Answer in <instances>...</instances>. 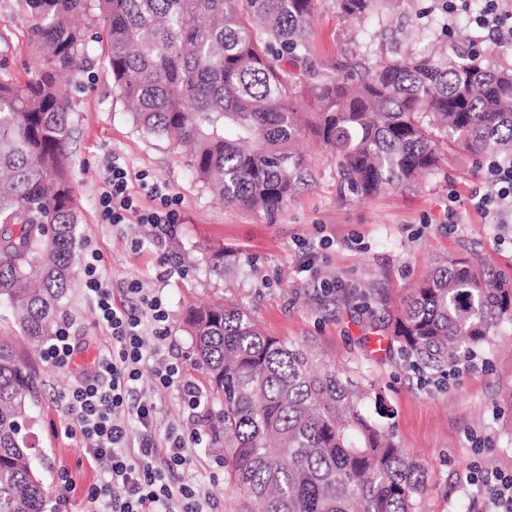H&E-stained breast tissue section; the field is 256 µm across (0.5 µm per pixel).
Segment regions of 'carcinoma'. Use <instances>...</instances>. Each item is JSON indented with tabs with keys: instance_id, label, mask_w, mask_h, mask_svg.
I'll list each match as a JSON object with an SVG mask.
<instances>
[{
	"instance_id": "obj_1",
	"label": "carcinoma",
	"mask_w": 512,
	"mask_h": 512,
	"mask_svg": "<svg viewBox=\"0 0 512 512\" xmlns=\"http://www.w3.org/2000/svg\"><path fill=\"white\" fill-rule=\"evenodd\" d=\"M381 0H336L347 16ZM318 0H23L38 70L0 77V309L23 343L0 336V512H53L27 432L40 376L32 355L54 335L76 275L80 216L60 88L105 63L145 134L191 156L224 205L272 216L311 176L306 131L359 198L439 168L441 148L512 159V69L455 58L368 53L343 65L310 53ZM195 365L220 409L224 474L240 512H417L425 469L380 419L382 397L308 350L266 335L231 303L189 311ZM512 328V280L453 259L411 289L391 339L442 371L458 351Z\"/></svg>"
}]
</instances>
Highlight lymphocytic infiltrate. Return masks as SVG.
Wrapping results in <instances>:
<instances>
[{
    "label": "lymphocytic infiltrate",
    "mask_w": 512,
    "mask_h": 512,
    "mask_svg": "<svg viewBox=\"0 0 512 512\" xmlns=\"http://www.w3.org/2000/svg\"><path fill=\"white\" fill-rule=\"evenodd\" d=\"M449 18L470 13V23L488 30L498 40H512V0H483L478 14H471L470 0H444ZM148 188L158 200L144 211L129 187V173L113 162L106 187L99 198L102 223L119 225L129 216L151 227L156 235L174 236L181 222L180 200L156 183ZM471 201L481 213L512 222V160L490 159L483 187L472 190ZM99 255H91L84 267V283L94 304L97 323L112 335V351L100 355L92 373L77 380L63 400L73 423L67 438L79 439L86 460L104 466L106 485L90 486L82 512H205V495L192 481L174 484L171 476L187 470L191 450L202 442L199 429L172 432L157 439L156 404L138 396L143 375H151L160 389H178L191 411L201 406V392L184 381L177 364L152 365L151 359L168 337L169 313L161 295L146 291L139 280L128 283L135 306L115 305L112 292L100 275Z\"/></svg>",
    "instance_id": "lymphocytic-infiltrate-1"
}]
</instances>
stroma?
<instances>
[{
    "label": "stroma",
    "mask_w": 512,
    "mask_h": 512,
    "mask_svg": "<svg viewBox=\"0 0 512 512\" xmlns=\"http://www.w3.org/2000/svg\"><path fill=\"white\" fill-rule=\"evenodd\" d=\"M21 4L0 0V75L20 82L33 68L29 22ZM381 11L379 23L347 19L333 0H321L310 21L314 56L341 62L367 44L388 58L420 51L442 50L451 56L477 51L491 67L512 68V42H496L461 19L447 21L440 0H389ZM434 20L447 25L446 36L428 37L426 28ZM64 92L75 107L68 152L81 214L78 255H102L101 275L116 303L126 302L123 286L134 278L147 290L162 293L171 328L164 345L167 361L202 382L185 330V311L191 305L234 300L267 335L302 345L364 389L381 393L391 411L388 424L395 442L428 475L420 512H455L465 497L473 512H490L482 487L469 481L468 473L479 467L512 475V401L505 396L512 388V331L503 330L477 346L475 369L457 361L444 375L419 373L398 344L389 341L391 322L408 288L435 261H481L512 277V223H493L470 201L482 180L479 160L459 149L439 170L409 186L360 199L341 187L335 159L309 135L301 148L312 178L271 218L224 206L194 181L186 158L174 153L168 141L143 135L103 62L91 60L79 84ZM116 156L128 168L141 209L156 206L154 196L140 186L142 173L180 197L183 222L162 247L147 242L132 250L131 237L139 229L136 216H129L124 226L101 222L98 200L106 167ZM214 245L224 248L220 275L210 265ZM168 263L179 266V275L163 276ZM58 319L70 323L76 352L62 368L37 361L41 392L30 442L55 512H80L86 489L105 475L88 464L78 440L64 436L71 417L62 397L76 379L92 371L112 338L97 323L83 283L71 288ZM139 390L158 405L157 436L188 426L177 390L156 389L148 377ZM192 455L191 475L214 500L217 512H237V499L216 466L223 449L206 441ZM63 467L76 482L73 491L59 480Z\"/></svg>",
    "instance_id": "35a3bbf8"
}]
</instances>
